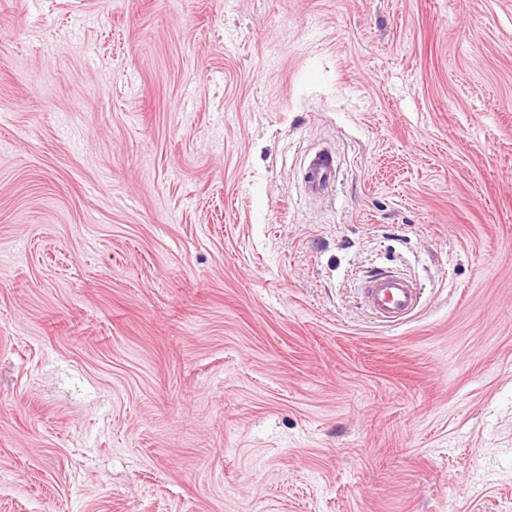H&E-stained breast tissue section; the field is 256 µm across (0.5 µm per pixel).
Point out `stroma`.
I'll use <instances>...</instances> for the list:
<instances>
[{
  "mask_svg": "<svg viewBox=\"0 0 512 512\" xmlns=\"http://www.w3.org/2000/svg\"><path fill=\"white\" fill-rule=\"evenodd\" d=\"M0 512H512V0H0ZM336 161L328 149L317 151L308 163L307 189L311 194H321L328 191L334 182ZM364 300L376 317L388 323H396L416 310L419 296L416 288L406 278L392 273H377L364 289Z\"/></svg>",
  "mask_w": 512,
  "mask_h": 512,
  "instance_id": "1",
  "label": "stroma"
}]
</instances>
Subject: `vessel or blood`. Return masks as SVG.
Wrapping results in <instances>:
<instances>
[{"mask_svg":"<svg viewBox=\"0 0 512 512\" xmlns=\"http://www.w3.org/2000/svg\"><path fill=\"white\" fill-rule=\"evenodd\" d=\"M336 161L330 150L317 151L308 163L307 189L310 193L327 192L334 181ZM369 310L388 323L406 319L417 308L419 296L406 278L389 273L375 274L364 289Z\"/></svg>","mask_w":512,"mask_h":512,"instance_id":"obj_1","label":"vessel or blood"}]
</instances>
